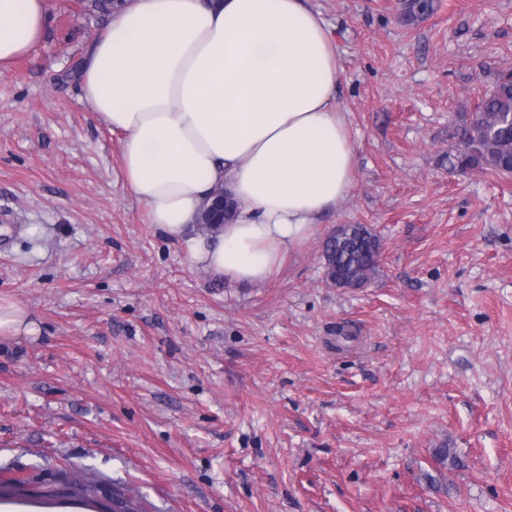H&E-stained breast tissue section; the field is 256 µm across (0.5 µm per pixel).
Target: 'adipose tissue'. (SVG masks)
<instances>
[{
  "label": "adipose tissue",
  "mask_w": 512,
  "mask_h": 512,
  "mask_svg": "<svg viewBox=\"0 0 512 512\" xmlns=\"http://www.w3.org/2000/svg\"><path fill=\"white\" fill-rule=\"evenodd\" d=\"M46 0H0V66L30 56ZM337 46L308 0H127L83 61L82 91L121 138L124 182L189 258L263 285L356 180ZM235 215L185 237L216 188Z\"/></svg>",
  "instance_id": "adipose-tissue-1"
}]
</instances>
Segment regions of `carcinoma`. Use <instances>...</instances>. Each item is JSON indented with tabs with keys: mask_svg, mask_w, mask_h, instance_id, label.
<instances>
[{
	"mask_svg": "<svg viewBox=\"0 0 512 512\" xmlns=\"http://www.w3.org/2000/svg\"><path fill=\"white\" fill-rule=\"evenodd\" d=\"M476 112L479 119L464 128L456 153L448 154V164L494 171L511 169L512 128L501 125L498 117L502 112L512 113V77L499 81L478 102ZM379 249L377 236L363 224L352 225L342 236H330L323 248L328 277L335 284L345 280L357 287L365 285L376 272ZM27 484L25 479L1 480L0 501L26 500ZM97 491L94 483L83 480L69 484L65 493H49L43 498L48 502L61 498L69 504L93 508ZM112 505L117 512H139L134 498L122 487L112 489Z\"/></svg>",
	"mask_w": 512,
	"mask_h": 512,
	"instance_id": "1",
	"label": "carcinoma"
}]
</instances>
